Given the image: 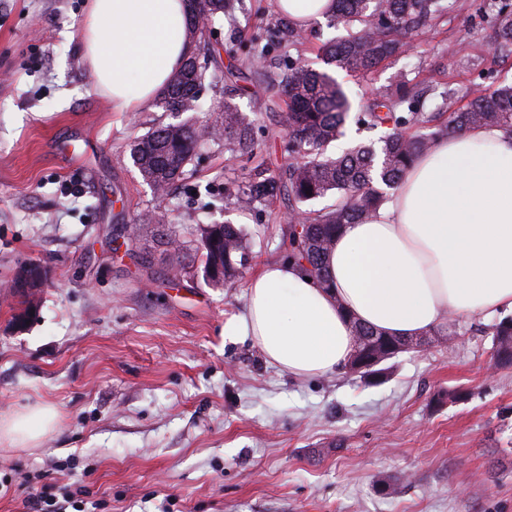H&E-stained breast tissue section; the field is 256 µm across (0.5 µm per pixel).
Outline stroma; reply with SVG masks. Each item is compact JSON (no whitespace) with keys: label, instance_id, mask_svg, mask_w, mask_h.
Instances as JSON below:
<instances>
[{"label":"stroma","instance_id":"obj_1","mask_svg":"<svg viewBox=\"0 0 512 512\" xmlns=\"http://www.w3.org/2000/svg\"><path fill=\"white\" fill-rule=\"evenodd\" d=\"M246 4L216 29L212 67L225 77L198 113L236 104L254 152L201 151L160 204L130 145L175 116L152 102L116 112L99 93L81 42L88 0H0V415L38 402L60 415L39 447H0V512H27L28 493L62 486L90 490L100 512H512V366L495 364L496 318L456 317L453 336L398 354L379 378H300L250 338L225 336L247 279L164 281L162 233L192 252L198 227L226 218L257 232L250 272L280 259L287 199L236 211L224 185L259 163L288 165L281 95L264 71L288 55L321 68L342 31L315 23L244 80L238 57L278 25L274 0ZM493 35L486 0H453L406 55L333 75L358 112L403 72L423 111L448 89L460 108L473 83L512 82V50ZM153 209L163 226L118 245ZM29 265L42 271L38 308L19 326L10 284ZM453 389L467 399L435 404Z\"/></svg>","mask_w":512,"mask_h":512}]
</instances>
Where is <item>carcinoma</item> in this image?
<instances>
[{"label":"carcinoma","instance_id":"carcinoma-1","mask_svg":"<svg viewBox=\"0 0 512 512\" xmlns=\"http://www.w3.org/2000/svg\"><path fill=\"white\" fill-rule=\"evenodd\" d=\"M450 0H336V12L329 25L341 26L346 35L325 43L321 53L327 65L367 73L385 60L404 52L413 37L429 23L448 13ZM245 0H201L189 18V31L197 36L196 55L171 77L156 105L166 112H195L209 69L211 49L207 33L222 18L232 19L245 11ZM498 45H512V9L502 6L493 13ZM281 87L285 109L279 123L288 134L292 162L279 174L262 165L251 169L244 186L224 188L241 211L255 203L288 195V213L301 217L302 231L288 227L282 239L281 257L303 267L317 282L329 286L326 257L336 236L347 224L364 222L386 201L383 187L398 184L413 160L441 138H450L477 127H496L512 136V85L476 87L469 91V103L448 112L445 122L431 125L435 116L421 112L412 94L409 79L401 74L396 88L375 98L365 113L369 129L386 127L389 132L379 144L358 145L342 155L327 153V146L343 134L350 116L351 102L336 78L308 64L292 62L266 75ZM216 126L210 120L166 124L133 141L130 157L143 181L158 199H166L169 187L181 179L193 156L202 146L224 141V150L245 155L253 150L252 122L228 101L218 107ZM429 127L415 134L411 127ZM331 198L320 209L306 208L310 202ZM203 266L214 269L208 280L214 287L229 288L247 268L251 243L248 233L237 225L206 224L199 228ZM169 255L167 281L175 282L190 273L184 242L175 234H165ZM355 334L369 337L372 348L360 349L364 359L379 351L390 360L406 338L385 336L370 327L355 325ZM496 361L512 364V319L494 327Z\"/></svg>","mask_w":512,"mask_h":512}]
</instances>
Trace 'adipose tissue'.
<instances>
[{
	"mask_svg": "<svg viewBox=\"0 0 512 512\" xmlns=\"http://www.w3.org/2000/svg\"><path fill=\"white\" fill-rule=\"evenodd\" d=\"M188 14V0H90L83 51L116 111L165 89L191 49ZM326 267L323 287L297 265L262 266L225 335L251 337L268 364L307 378L347 362L358 323L419 337L452 313H512V138L480 128L438 140L373 218L343 227ZM57 423L52 405L24 406L0 416V444L38 447Z\"/></svg>",
	"mask_w": 512,
	"mask_h": 512,
	"instance_id": "obj_1",
	"label": "adipose tissue"
}]
</instances>
